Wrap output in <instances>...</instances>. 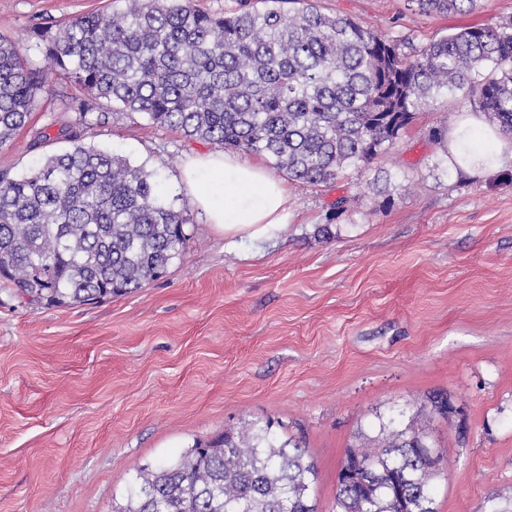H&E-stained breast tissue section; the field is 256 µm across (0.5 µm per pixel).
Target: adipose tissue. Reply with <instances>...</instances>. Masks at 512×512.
<instances>
[{"label":"adipose tissue","mask_w":512,"mask_h":512,"mask_svg":"<svg viewBox=\"0 0 512 512\" xmlns=\"http://www.w3.org/2000/svg\"><path fill=\"white\" fill-rule=\"evenodd\" d=\"M460 125L480 132L493 146L489 161L464 164L465 172L492 173L512 162V153L497 148L501 135L481 115H467ZM183 183L206 223L228 238L263 239L291 218L286 182L240 154L216 151L188 158Z\"/></svg>","instance_id":"obj_1"}]
</instances>
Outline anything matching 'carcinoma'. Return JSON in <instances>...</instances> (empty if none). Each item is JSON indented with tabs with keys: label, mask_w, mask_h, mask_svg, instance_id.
<instances>
[{
	"label": "carcinoma",
	"mask_w": 512,
	"mask_h": 512,
	"mask_svg": "<svg viewBox=\"0 0 512 512\" xmlns=\"http://www.w3.org/2000/svg\"><path fill=\"white\" fill-rule=\"evenodd\" d=\"M32 30L50 68L149 127L264 156L302 185L336 182L388 153L443 89L463 91L512 140V19L404 43L312 0H261L214 15L192 0H127ZM478 0H408L420 13H472ZM44 74L0 39V146L25 128ZM84 101L55 136L69 143L22 174L0 171V282L34 304L85 305L164 273L187 247L185 208L143 165L86 142ZM448 393L377 412L345 448L333 512H437L445 455L431 422ZM318 469L293 437L248 422L173 460L141 467L114 512H317Z\"/></svg>",
	"instance_id": "obj_1"
}]
</instances>
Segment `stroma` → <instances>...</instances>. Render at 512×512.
Segmentation results:
<instances>
[{"label":"stroma","instance_id":"35a3bbf8","mask_svg":"<svg viewBox=\"0 0 512 512\" xmlns=\"http://www.w3.org/2000/svg\"><path fill=\"white\" fill-rule=\"evenodd\" d=\"M422 46L449 29L512 18V0L467 15H418L407 0H318ZM127 0H0V37L46 69L34 27ZM27 127L0 147L19 173L62 150L30 142L74 121L75 88L49 75ZM461 92L423 108L365 174L290 184L295 217L263 240L206 224L182 182L214 144L116 111L95 145L159 172L181 195L185 253L135 292L93 305L28 304L0 286V512H112L146 464L245 421L296 436L319 470L318 512L357 425L375 411L449 393L468 433L438 419L447 451L437 512H489L512 498V182L459 175L432 139L467 110ZM376 179L360 189L362 178ZM348 208L336 213L338 197Z\"/></svg>","mask_w":512,"mask_h":512}]
</instances>
